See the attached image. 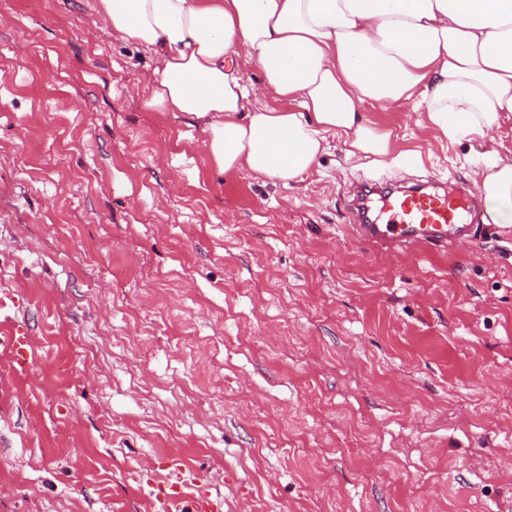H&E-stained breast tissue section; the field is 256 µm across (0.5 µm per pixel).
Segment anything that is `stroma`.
<instances>
[{"label":"stroma","instance_id":"stroma-1","mask_svg":"<svg viewBox=\"0 0 512 512\" xmlns=\"http://www.w3.org/2000/svg\"><path fill=\"white\" fill-rule=\"evenodd\" d=\"M96 7L0 0V512H159L173 457L220 512H512V233L354 227L367 181L472 190L478 141L369 106L411 166L219 173Z\"/></svg>","mask_w":512,"mask_h":512}]
</instances>
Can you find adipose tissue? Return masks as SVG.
I'll return each mask as SVG.
<instances>
[{
	"mask_svg": "<svg viewBox=\"0 0 512 512\" xmlns=\"http://www.w3.org/2000/svg\"><path fill=\"white\" fill-rule=\"evenodd\" d=\"M98 15L154 58L147 108L202 120L220 172L295 184L331 135L347 159L403 168L411 152L364 108H411L427 133L483 141L482 219L512 229L496 138L512 116V0H99Z\"/></svg>",
	"mask_w": 512,
	"mask_h": 512,
	"instance_id": "adipose-tissue-1",
	"label": "adipose tissue"
}]
</instances>
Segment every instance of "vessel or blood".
<instances>
[{"label": "vessel or blood", "instance_id": "b4317fda", "mask_svg": "<svg viewBox=\"0 0 512 512\" xmlns=\"http://www.w3.org/2000/svg\"><path fill=\"white\" fill-rule=\"evenodd\" d=\"M480 208L479 200L470 195L399 190L384 197L377 213L360 230L363 240L369 243L451 245L477 220ZM155 495L163 512H172L188 496L196 500L198 512H210L212 508L200 480L190 476L177 459L168 462L165 476L157 482Z\"/></svg>", "mask_w": 512, "mask_h": 512}]
</instances>
